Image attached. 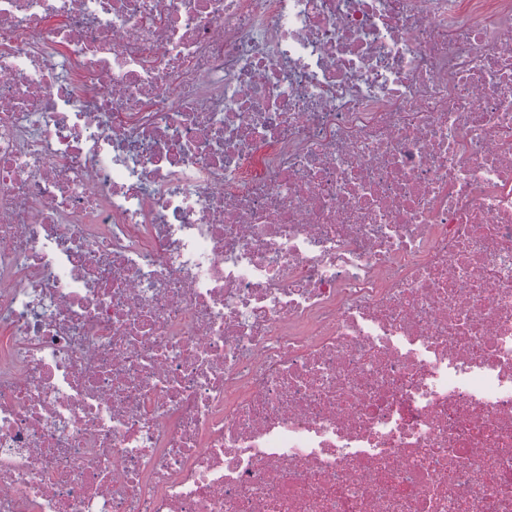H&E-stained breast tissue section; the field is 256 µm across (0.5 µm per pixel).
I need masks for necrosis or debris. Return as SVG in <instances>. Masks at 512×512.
<instances>
[{"mask_svg": "<svg viewBox=\"0 0 512 512\" xmlns=\"http://www.w3.org/2000/svg\"><path fill=\"white\" fill-rule=\"evenodd\" d=\"M0 512H512V0H0Z\"/></svg>", "mask_w": 512, "mask_h": 512, "instance_id": "1", "label": "necrosis or debris"}]
</instances>
